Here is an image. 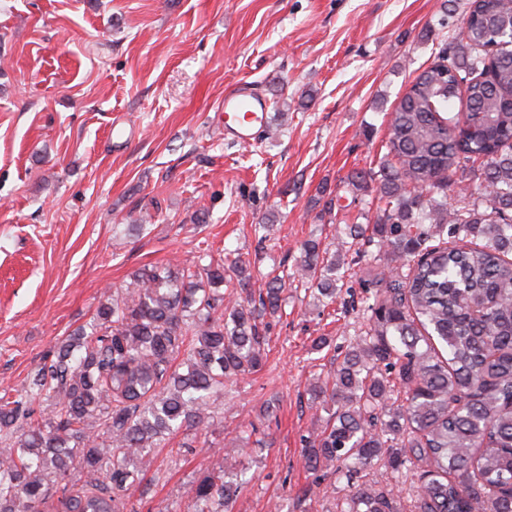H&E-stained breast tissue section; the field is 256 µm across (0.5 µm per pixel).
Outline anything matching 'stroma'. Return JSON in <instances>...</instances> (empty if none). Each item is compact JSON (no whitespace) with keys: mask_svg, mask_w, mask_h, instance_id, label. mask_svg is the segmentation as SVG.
<instances>
[{"mask_svg":"<svg viewBox=\"0 0 512 512\" xmlns=\"http://www.w3.org/2000/svg\"><path fill=\"white\" fill-rule=\"evenodd\" d=\"M469 0H0V391L34 372L137 269L240 254L252 271L369 224L376 192L323 214L346 178L378 169L390 114ZM270 105L257 145L224 139V93ZM143 220L141 231L129 225ZM269 225L261 233V225ZM361 314L304 291L272 320L268 361L231 380L189 452L155 450L139 512H190L211 463L244 470L234 512H336L346 482L309 473L308 394ZM327 336V346L312 341ZM278 398L276 421L262 409ZM260 439L226 457L240 424Z\"/></svg>","mask_w":512,"mask_h":512,"instance_id":"35a3bbf8","label":"stroma"}]
</instances>
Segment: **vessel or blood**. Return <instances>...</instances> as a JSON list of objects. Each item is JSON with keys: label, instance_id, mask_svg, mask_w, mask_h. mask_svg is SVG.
I'll list each match as a JSON object with an SVG mask.
<instances>
[{"label": "vessel or blood", "instance_id": "vessel-or-blood-1", "mask_svg": "<svg viewBox=\"0 0 512 512\" xmlns=\"http://www.w3.org/2000/svg\"><path fill=\"white\" fill-rule=\"evenodd\" d=\"M225 140L255 144L259 129L267 120L268 101L248 85L240 84L224 94Z\"/></svg>", "mask_w": 512, "mask_h": 512}]
</instances>
